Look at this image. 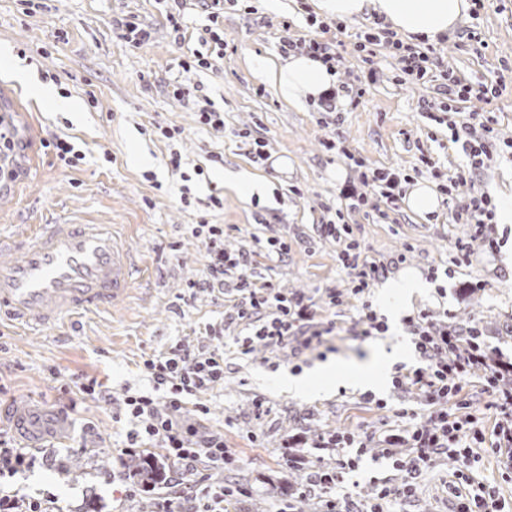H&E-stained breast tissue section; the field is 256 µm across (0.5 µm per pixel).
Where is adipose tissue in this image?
<instances>
[{"label":"adipose tissue","instance_id":"obj_1","mask_svg":"<svg viewBox=\"0 0 512 512\" xmlns=\"http://www.w3.org/2000/svg\"><path fill=\"white\" fill-rule=\"evenodd\" d=\"M315 8L329 19L358 20L374 14L402 35L435 40L456 28L469 4L467 0H315ZM257 74L286 103L298 109L317 104L320 96L337 83L325 64L304 53L290 54L279 63L263 62ZM336 381L373 385L379 383L380 375L370 366L340 368L326 363L298 376L282 373L280 386L299 394Z\"/></svg>","mask_w":512,"mask_h":512}]
</instances>
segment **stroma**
I'll return each mask as SVG.
<instances>
[{
	"mask_svg": "<svg viewBox=\"0 0 512 512\" xmlns=\"http://www.w3.org/2000/svg\"><path fill=\"white\" fill-rule=\"evenodd\" d=\"M271 2L223 0L216 25L222 56L212 57L210 68L186 70L181 62L201 49L206 23L194 0H0V51L8 50L37 81L53 77L59 95L81 105L74 113L50 110L0 69V116L21 144L0 159L18 172L0 183V234L60 219L117 224L146 267L119 305L64 320L44 334L0 321V404L20 402L45 417L63 413L69 421L65 433L41 440L33 468L16 483L28 494L53 492L67 512H155L160 496L142 489L120 453L133 427L127 413L82 397L75 381L97 380L116 400L151 389L144 367L150 355L178 340L192 348L213 343L218 327L224 385L198 400L209 409L203 423L223 432L231 454L224 467V512H319L318 500L304 505L299 498L310 474L336 465L334 455L317 449L319 438L348 430L381 439L394 424L393 408L418 405L415 394L392 386L380 409L354 387L299 396L277 385L281 371L298 374L323 360L364 364L386 352L403 368L416 364L406 325L381 338H357L361 308L377 303L380 288L352 293L339 260L350 240L361 242L368 261L391 264L389 280L408 270L423 277L436 272L404 315L426 307L449 311L457 327L478 325L496 361L512 362V264L503 261L512 253V223L487 225L497 246L490 250L472 240L470 265H458L454 249L455 241L472 239V227L454 221L470 194L486 192L498 202L512 198V90L487 103L496 118V147L453 199L424 216L403 207L384 214L369 207L347 210L340 190L360 168H391L414 183L432 182L436 169L461 171L467 157L448 127L429 119L420 105L452 104L462 120L474 106L449 101L437 82H404L398 58L383 47L364 62L357 45L373 18L311 27L296 0H279L276 8ZM127 21L150 28V41L128 44ZM287 37L336 42L342 92L335 113L295 109L254 75L256 60L280 58ZM432 48L462 82L494 79L502 62L512 63V0H487L480 18L465 16ZM178 85L190 96L174 97ZM357 89L364 95L355 103L349 94ZM207 102L223 112V128L199 124L198 110ZM166 129L172 138L163 137ZM57 136L68 137L83 161L70 167L59 160L51 146ZM330 140L335 149H327ZM259 142L267 160L254 157ZM174 151L182 155L177 169L169 162ZM239 171L261 177L266 195L247 198L225 183V173ZM216 196L222 207L213 205ZM338 216L349 233L322 236L319 225ZM204 222L223 225L227 250L255 251L256 278L288 296H313L315 322L336 324V351L322 356L314 350L296 359L259 345L240 354L235 341L247 325L224 317L238 297L237 271L225 275L220 295L187 285L203 264L192 229ZM273 240L287 244L284 260L268 259ZM401 253L402 263L396 260ZM331 289L342 292L341 306L324 303ZM454 471L453 461L441 459L416 499L391 504V512H450L449 486L463 495L469 490ZM472 474L512 505V459L506 454H484ZM400 479L391 461L370 448L346 474L343 490L368 502L384 483ZM130 490L136 493L131 500Z\"/></svg>",
	"mask_w": 512,
	"mask_h": 512,
	"instance_id": "stroma-1",
	"label": "stroma"
}]
</instances>
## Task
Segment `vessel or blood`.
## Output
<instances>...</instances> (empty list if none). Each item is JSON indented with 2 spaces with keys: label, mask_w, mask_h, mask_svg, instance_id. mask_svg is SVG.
Listing matches in <instances>:
<instances>
[{
  "label": "vessel or blood",
  "mask_w": 512,
  "mask_h": 512,
  "mask_svg": "<svg viewBox=\"0 0 512 512\" xmlns=\"http://www.w3.org/2000/svg\"><path fill=\"white\" fill-rule=\"evenodd\" d=\"M140 271L112 224H46L30 236L0 237V320L36 331L106 308L125 298ZM11 413L30 439L49 427L26 406Z\"/></svg>",
  "instance_id": "1"
}]
</instances>
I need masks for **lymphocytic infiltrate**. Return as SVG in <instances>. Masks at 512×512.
<instances>
[{
    "label": "lymphocytic infiltrate",
    "instance_id": "lymphocytic-infiltrate-1",
    "mask_svg": "<svg viewBox=\"0 0 512 512\" xmlns=\"http://www.w3.org/2000/svg\"><path fill=\"white\" fill-rule=\"evenodd\" d=\"M366 45H380L398 57L406 80L420 81L438 76L449 98L486 103L506 92L512 80L498 74L494 82L461 83L452 71L435 70L431 48H424L398 38L386 27L365 34ZM477 123H461L466 137L461 148L469 159V170L449 176L442 190L452 195L471 179L472 173L484 163L488 145L494 137V118L490 112L477 115ZM407 182L388 169L364 171L358 183L346 184L340 196L349 209L364 206L368 191H375L387 207L398 206L406 191ZM193 232L202 241L204 262L190 278V287L199 291L223 288L224 276L232 269L239 270L236 289L241 298L228 315L229 320L248 322L253 327L251 337L240 344L242 353L251 352L254 345L290 348L293 356L305 351L330 346L332 328H318L314 322L312 297L304 294L287 296L272 282L256 284L250 274L252 253H234L224 248V227L220 224H199ZM341 262L352 275L354 293H362L375 282L384 280L389 272L386 265L368 261L359 242H351L342 252ZM413 338L419 365L408 375L409 384L422 394L427 406L425 421H418L414 410H394L395 418L404 426L400 433L385 437L383 457L393 459L403 478L386 486L379 503L367 506L366 512H381L386 501H407L416 497L419 477L441 457L456 464L457 477H466L478 462L481 453L512 449V386L501 381L506 364L490 367L488 349L478 326L459 329L448 322L435 321L431 312L423 311L406 318ZM144 366L153 381V394L125 396L123 403L136 419L138 429L131 440L148 439L162 444L169 462L168 479L178 485L175 493L163 495L157 512H224L227 490L223 483L213 480V473L223 471L229 454L222 432L199 424L198 414L206 413L203 405L189 407L187 397L207 391L224 381V355L206 346L191 350L182 343L169 346L167 351L145 360ZM481 376L482 389L493 399V406L503 419L493 431H485L479 417L472 413L467 392L474 376ZM164 392V401H157L156 392ZM374 439L370 433L336 430L322 436L317 446L339 455L334 472L311 474L302 487L305 497H316L324 503L323 512H356L354 500L337 497L336 486L341 481L350 459L344 450L356 455L365 454ZM406 454L395 457V449Z\"/></svg>",
    "mask_w": 512,
    "mask_h": 512
}]
</instances>
